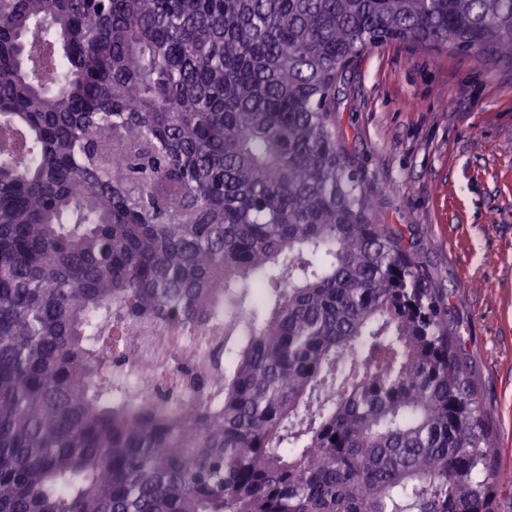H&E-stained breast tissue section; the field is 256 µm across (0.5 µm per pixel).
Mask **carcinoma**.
<instances>
[{
  "instance_id": "carcinoma-1",
  "label": "carcinoma",
  "mask_w": 512,
  "mask_h": 512,
  "mask_svg": "<svg viewBox=\"0 0 512 512\" xmlns=\"http://www.w3.org/2000/svg\"><path fill=\"white\" fill-rule=\"evenodd\" d=\"M397 40L511 56L512 0H0V512H498L444 297L336 139ZM143 319L211 348L190 419L112 376Z\"/></svg>"
}]
</instances>
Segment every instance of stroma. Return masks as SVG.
<instances>
[{
    "label": "stroma",
    "mask_w": 512,
    "mask_h": 512,
    "mask_svg": "<svg viewBox=\"0 0 512 512\" xmlns=\"http://www.w3.org/2000/svg\"><path fill=\"white\" fill-rule=\"evenodd\" d=\"M338 143L407 224L512 482V59L389 41L340 75Z\"/></svg>",
    "instance_id": "stroma-1"
}]
</instances>
